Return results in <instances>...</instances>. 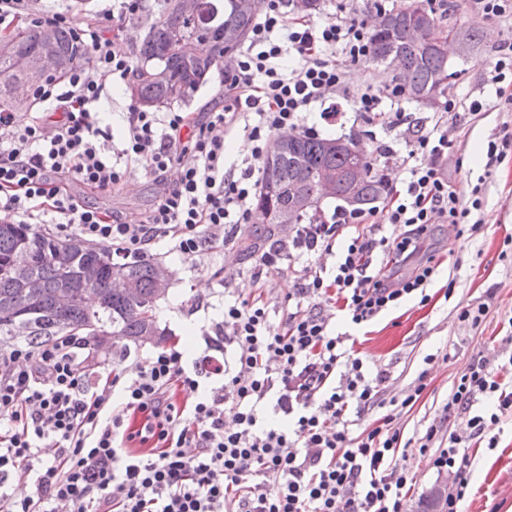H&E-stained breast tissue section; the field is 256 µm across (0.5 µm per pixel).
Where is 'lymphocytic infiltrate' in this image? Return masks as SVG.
Wrapping results in <instances>:
<instances>
[{
  "instance_id": "lymphocytic-infiltrate-1",
  "label": "lymphocytic infiltrate",
  "mask_w": 512,
  "mask_h": 512,
  "mask_svg": "<svg viewBox=\"0 0 512 512\" xmlns=\"http://www.w3.org/2000/svg\"><path fill=\"white\" fill-rule=\"evenodd\" d=\"M147 11L145 0H101L95 22L83 25L40 0H0L1 31L26 16L72 28L88 50L64 78L39 87L27 121L0 110V221L49 225L122 260L145 258L159 243L196 260L250 223L273 134L299 129L304 113L335 108L348 92V64L371 54L372 29L345 0L321 21L292 0H262L248 46L224 72L222 108L132 105L116 140L98 110L104 79H129L124 32ZM403 96L402 87L368 84L353 99L365 122L390 111L406 126L404 151L373 145L374 157L402 159L382 205L296 225L278 249L262 252L249 270L256 296L225 303L192 368L168 347L118 372L74 334L0 357V512H403L414 477L395 460V410L414 406L426 384L384 398L386 371L365 373L326 307L337 304L359 327L425 294L437 270L425 252L430 225L444 220L465 237L482 207L478 197L462 204L448 180L447 129L398 111ZM240 132L251 154L227 162L226 141ZM138 172L164 186L141 218L100 211L67 189L77 181L109 192ZM317 253L333 255V265L314 263ZM277 276L293 288L276 327L261 293ZM506 369L486 357L470 363L439 423L418 440L435 468L455 475L444 512H458L469 461L464 438L444 435L441 424L468 410V437L485 436L512 412V392L499 382ZM204 378L217 386L201 391ZM492 395L496 413L473 414ZM375 408L382 416L362 425V412ZM18 480L30 487L21 499L11 493Z\"/></svg>"
}]
</instances>
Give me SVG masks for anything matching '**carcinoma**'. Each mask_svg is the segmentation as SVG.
Wrapping results in <instances>:
<instances>
[{
  "label": "carcinoma",
  "mask_w": 512,
  "mask_h": 512,
  "mask_svg": "<svg viewBox=\"0 0 512 512\" xmlns=\"http://www.w3.org/2000/svg\"><path fill=\"white\" fill-rule=\"evenodd\" d=\"M181 0H166L164 11L150 24L138 52V62L129 91L142 108H158L177 101L207 81L212 68L232 54L252 29L261 0H198L197 12L183 13ZM387 24L374 29L371 57L377 62L398 59L408 82L407 95L420 101L434 86L447 80L448 39L431 37L435 18L420 0L381 12ZM422 29L416 38L410 28ZM235 31L239 38L224 39ZM31 53L48 60V67L27 73L15 69L12 55ZM86 58L72 31L27 25L0 38V108L12 111L34 105L32 90L47 78L62 77ZM331 170L339 175L337 200L355 192L357 209H369L386 194L387 182L378 174L376 160L358 148L355 137L318 138L294 133L278 138L275 152L263 165V184L255 204L272 214L267 223L249 228L238 238L240 254L252 257L274 236L275 216L288 209L299 193L319 202L320 174ZM25 242L29 250V272L40 285L34 296L25 292L9 272L17 246ZM59 238L31 224L0 222V341L22 338L29 343L51 340L74 332L93 336L99 329H111L112 337L137 342L157 330L152 316L155 304L154 264L146 261L118 262L112 249L85 247L78 237H70L68 262L57 258ZM98 268L90 285L97 306L85 303L80 270ZM125 276L134 283L137 295L130 298L112 290V277ZM73 294L68 308L57 306L59 291Z\"/></svg>",
  "instance_id": "cac0c4a2"
}]
</instances>
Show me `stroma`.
<instances>
[{
	"label": "stroma",
	"instance_id": "35a3bbf8",
	"mask_svg": "<svg viewBox=\"0 0 512 512\" xmlns=\"http://www.w3.org/2000/svg\"><path fill=\"white\" fill-rule=\"evenodd\" d=\"M453 2L454 11L439 18L441 31H467L473 39L463 51L456 44L448 46V66L455 73L448 94L461 103L479 93L493 99V92L483 89V72L499 46L512 43V26L472 12L468 0ZM507 133L512 134V104L504 102L477 117L461 115L451 132L448 178L464 201L474 185H481L482 223L464 241L456 239L452 225H435L430 252L441 266L429 300L409 301L354 331L344 319L336 321L338 332L351 334L352 349L369 371L387 372L386 396L411 389L421 378L427 383L416 405L398 419L409 443L400 448L397 460L415 476L404 512H420L423 498L435 485L453 481L420 454L416 439L439 418L459 373L474 359L495 356L501 338L512 336V145L501 163L486 164L488 143L501 141ZM162 190L141 174L116 192L94 191L77 182L69 185L70 193L85 204L128 216L151 210ZM148 258L171 274L169 290L153 310L159 337L145 343L90 339L96 353L112 358L119 369L127 367L129 358L171 345L183 351L185 363H192L204 350V338L221 317L225 301L245 298L251 291L249 261L237 250H226L219 240L194 262L162 244L152 248ZM484 299L491 307L480 325L459 320L461 305ZM491 434V439L470 441L466 450L470 466L463 512H512V496L503 492L512 484V416H503Z\"/></svg>",
	"mask_w": 512,
	"mask_h": 512
}]
</instances>
